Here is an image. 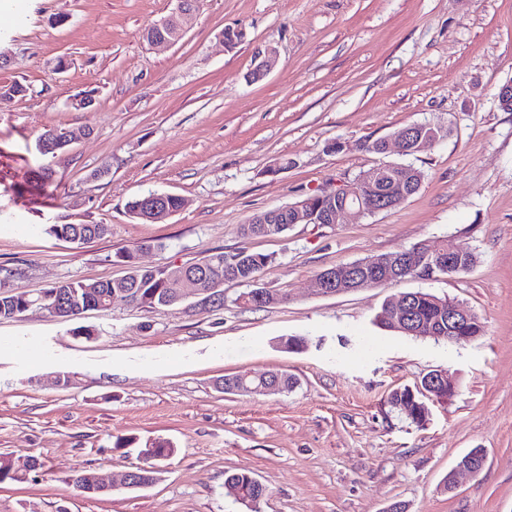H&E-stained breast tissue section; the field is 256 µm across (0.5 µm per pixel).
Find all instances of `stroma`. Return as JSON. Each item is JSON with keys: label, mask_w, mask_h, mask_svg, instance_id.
Instances as JSON below:
<instances>
[{"label": "stroma", "mask_w": 512, "mask_h": 512, "mask_svg": "<svg viewBox=\"0 0 512 512\" xmlns=\"http://www.w3.org/2000/svg\"><path fill=\"white\" fill-rule=\"evenodd\" d=\"M11 2L0 88L27 91L0 107V284L36 294L123 276L128 250L174 270L244 248L272 256L259 285L282 300L246 307L248 285L227 281L218 308L118 299L75 321L38 308L0 320V455L42 463L0 484V512H512V111L495 99L512 80V0H198L172 44L145 31L175 0ZM227 28L244 32L235 47ZM270 48L275 66L253 79ZM78 95L92 106L74 108ZM424 120L448 135L410 156L424 180L401 205L242 235L257 214L398 161L395 146L365 142ZM50 127L82 136L45 158L36 140ZM334 141L342 151H328ZM280 159L288 168L272 172ZM42 164L54 194L31 182ZM150 192L185 205L132 220L127 201ZM63 223L111 232L78 246L38 230ZM418 243L466 245L477 262L431 281L329 296L315 286L322 270ZM421 290L466 305L484 335L446 344L377 324L385 303ZM80 325L95 338L75 336ZM291 337L303 346L287 348ZM439 369L456 395L411 423L391 393ZM270 371L293 388L217 386ZM117 435L136 447L114 448ZM155 438L175 452L156 460L153 484L89 496L72 483L81 469L121 477ZM474 448L483 469L445 488ZM228 471L265 486L257 507L226 495Z\"/></svg>", "instance_id": "stroma-1"}]
</instances>
